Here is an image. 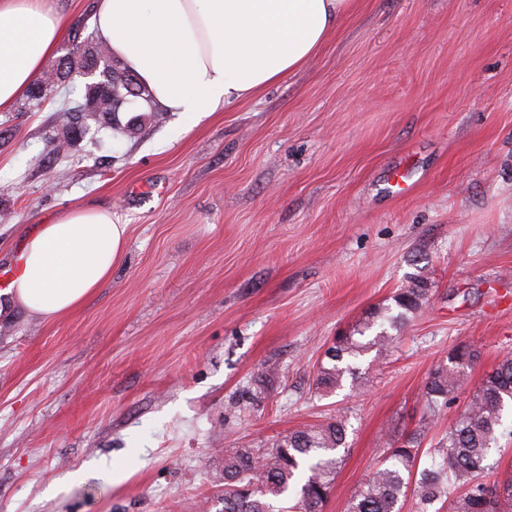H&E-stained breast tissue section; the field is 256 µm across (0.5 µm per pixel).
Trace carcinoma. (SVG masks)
<instances>
[{"instance_id": "obj_1", "label": "carcinoma", "mask_w": 512, "mask_h": 512, "mask_svg": "<svg viewBox=\"0 0 512 512\" xmlns=\"http://www.w3.org/2000/svg\"><path fill=\"white\" fill-rule=\"evenodd\" d=\"M100 65L81 79L83 111L72 114L76 125L57 133L69 142L76 130H113L115 111L144 108L158 111L150 91L108 49H99L88 66ZM135 94H128L127 82ZM428 277L421 269L406 276L391 303L374 308L344 336L334 339L325 352L329 363L320 365L316 390L325 394L343 387L346 378L359 379L356 360L369 351L383 357L393 348L399 330L419 314L429 299ZM372 331L374 335L365 336ZM482 357L472 343H458L448 352V363L429 373L421 400L433 412L449 406L464 385V371ZM512 407V356H505L483 379L466 408L448 427L435 447L422 451L421 432L393 439L388 456L356 492L346 512H401L412 495L414 512H431L437 502L450 504V512H512V476L494 479L489 457L504 434L507 408ZM347 422L335 418L292 430L268 448L224 449L223 512H322L337 468L340 449L346 446ZM430 457L423 464L422 456Z\"/></svg>"}]
</instances>
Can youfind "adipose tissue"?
<instances>
[{
	"label": "adipose tissue",
	"mask_w": 512,
	"mask_h": 512,
	"mask_svg": "<svg viewBox=\"0 0 512 512\" xmlns=\"http://www.w3.org/2000/svg\"><path fill=\"white\" fill-rule=\"evenodd\" d=\"M356 0H97L93 24L155 101L197 123L301 69ZM69 24L53 0H0V112L24 98ZM126 225L75 207L21 241L0 287V315L51 319L78 309L112 275Z\"/></svg>",
	"instance_id": "obj_1"
}]
</instances>
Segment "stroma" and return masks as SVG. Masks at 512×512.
Returning <instances> with one entry per match:
<instances>
[{
	"label": "stroma",
	"instance_id": "1",
	"mask_svg": "<svg viewBox=\"0 0 512 512\" xmlns=\"http://www.w3.org/2000/svg\"><path fill=\"white\" fill-rule=\"evenodd\" d=\"M95 0H56L73 41ZM61 96L0 112V271L73 207L111 209L124 255L78 310L0 319V512H221L224 451L342 416L323 512L415 428L429 373L481 347L444 435L512 353V0H359L302 69L188 125L136 118L60 150ZM424 266L431 295L357 389L324 352Z\"/></svg>",
	"mask_w": 512,
	"mask_h": 512
}]
</instances>
